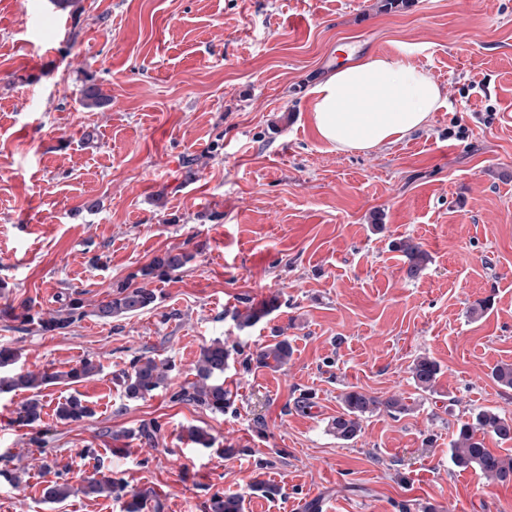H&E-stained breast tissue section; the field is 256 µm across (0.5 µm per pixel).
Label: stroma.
Returning <instances> with one entry per match:
<instances>
[{
    "label": "stroma",
    "instance_id": "35a3bbf8",
    "mask_svg": "<svg viewBox=\"0 0 512 512\" xmlns=\"http://www.w3.org/2000/svg\"><path fill=\"white\" fill-rule=\"evenodd\" d=\"M369 55L423 68L446 103L394 144L339 152L310 90ZM90 81L105 107L82 106ZM405 237L430 256L415 278L394 248ZM171 248L194 259L153 280L141 314L53 335L0 324L20 368L101 365L43 389V448L16 421L24 393L0 394V470L21 472L0 479V512H123L79 494L99 465L161 512H204L214 495L243 512H512V484L455 467L448 448L477 409L512 418L492 376L512 363V0H0V306L96 303ZM273 296L238 328L234 310ZM277 335L288 364L258 365ZM216 338L231 351L221 414L172 398ZM145 351L173 363L167 386L126 399L119 378ZM422 355L441 368L430 392L409 374ZM353 388L410 410L337 441L328 424ZM74 392L94 415L61 423ZM153 421V444L125 438ZM190 425L215 448L182 440ZM55 481L76 494L44 502ZM243 310H237L235 313V320H237L240 327H251L258 323L262 318L269 315L271 311L278 306V298L273 296L268 301L261 304V306H254L248 302Z\"/></svg>",
    "mask_w": 512,
    "mask_h": 512
}]
</instances>
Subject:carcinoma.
I'll use <instances>...</instances> for the list:
<instances>
[{
  "mask_svg": "<svg viewBox=\"0 0 512 512\" xmlns=\"http://www.w3.org/2000/svg\"><path fill=\"white\" fill-rule=\"evenodd\" d=\"M82 105L86 108L103 107L109 102L99 85L90 83L82 89ZM407 264L406 274L410 278L419 276L428 265L430 258L420 244L411 238L399 240L396 245ZM194 258V254L184 250H167L155 256L142 267L136 276L150 280L164 279L182 270ZM157 299L155 291L145 285L135 286L132 279L119 281L112 285V291L103 300L93 306L92 311L85 310L86 304L80 293H68L60 299V306L52 311H36L32 300H24L19 305L6 304L0 307V320L17 324V328L27 330L37 327L42 333H63L75 322L91 314L100 320L134 316L153 307ZM278 298L273 296L259 306L246 303L242 310L235 313L238 325L246 328L258 323L277 308ZM292 349L288 340H277L266 345L257 354V362L263 367L278 368L286 365L291 358ZM230 357V350L223 340L216 338L201 347L196 362L197 381L190 387L173 394V400L193 404L208 410L222 413L230 401L229 392L224 389V367ZM18 361L16 349L0 346V393L26 391L29 397L18 407L16 422L36 430L32 440L40 445L46 444L49 430L40 428L43 404L40 399L42 389L48 385L74 384L95 376L100 365L91 358L84 359L78 366L67 372H25L14 369ZM172 365L167 361H158L144 353L132 358L129 370L123 372L120 383L129 400L144 399L163 387ZM410 373L418 389L423 392L434 390L440 367L436 361L419 356L414 359ZM342 411L328 424V431L339 441H351L361 431L363 418L368 414L384 411L391 416L409 410L407 404L396 397L380 399L364 392L352 389L342 394ZM94 415L93 409L81 395L71 394L58 403L56 417L61 422H79ZM160 427L156 423L143 424L136 430L124 433L126 438H136L153 443ZM187 440L199 448L213 446L214 437L202 428H186ZM491 436L504 444L512 442V418H507L493 409H480L472 420L459 421L449 444L450 458L453 464L462 469L474 468L484 477L506 484L512 481V456L499 455L486 448L485 438ZM125 484L112 478V473L96 468L82 487V493L89 498L115 495L121 497ZM71 495V487L66 482H53L44 489V501L50 504L61 503ZM206 512H241V499L237 496H213L205 506Z\"/></svg>",
  "mask_w": 512,
  "mask_h": 512,
  "instance_id": "cac0c4a2",
  "label": "carcinoma"
}]
</instances>
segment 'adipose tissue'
Wrapping results in <instances>:
<instances>
[{
  "instance_id": "ef3b65f1",
  "label": "adipose tissue",
  "mask_w": 512,
  "mask_h": 512,
  "mask_svg": "<svg viewBox=\"0 0 512 512\" xmlns=\"http://www.w3.org/2000/svg\"><path fill=\"white\" fill-rule=\"evenodd\" d=\"M310 94L318 134L339 151L396 143L424 129L445 103L424 69L384 56L336 67Z\"/></svg>"
}]
</instances>
